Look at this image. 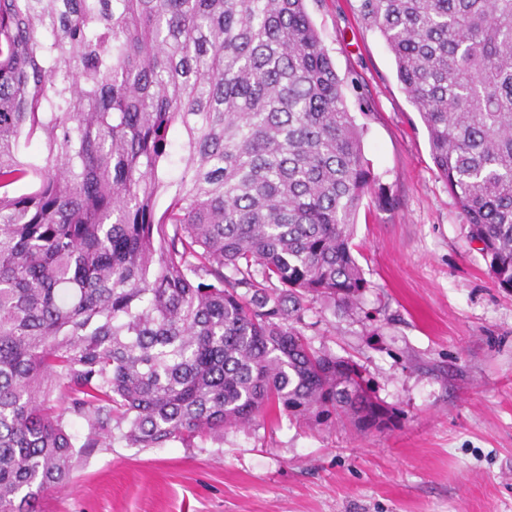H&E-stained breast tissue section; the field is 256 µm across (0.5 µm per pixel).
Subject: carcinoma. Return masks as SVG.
I'll return each mask as SVG.
<instances>
[{
	"instance_id": "1",
	"label": "carcinoma",
	"mask_w": 512,
	"mask_h": 512,
	"mask_svg": "<svg viewBox=\"0 0 512 512\" xmlns=\"http://www.w3.org/2000/svg\"><path fill=\"white\" fill-rule=\"evenodd\" d=\"M357 9L512 288V0ZM374 181L305 0H0V512H37L116 437L395 425L302 331L307 298L368 288L352 237Z\"/></svg>"
}]
</instances>
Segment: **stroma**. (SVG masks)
<instances>
[{
	"label": "stroma",
	"mask_w": 512,
	"mask_h": 512,
	"mask_svg": "<svg viewBox=\"0 0 512 512\" xmlns=\"http://www.w3.org/2000/svg\"><path fill=\"white\" fill-rule=\"evenodd\" d=\"M377 181L356 215L357 308L308 301L313 348L348 357L394 427L257 420L161 448H91L40 512H512V289L500 287L427 129L357 0H306Z\"/></svg>",
	"instance_id": "obj_1"
}]
</instances>
